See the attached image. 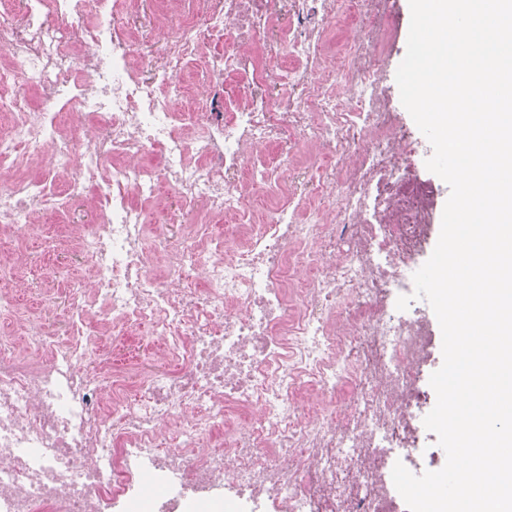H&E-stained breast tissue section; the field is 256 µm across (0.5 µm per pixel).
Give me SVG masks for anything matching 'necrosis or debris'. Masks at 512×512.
Returning <instances> with one entry per match:
<instances>
[{
  "label": "necrosis or debris",
  "instance_id": "obj_1",
  "mask_svg": "<svg viewBox=\"0 0 512 512\" xmlns=\"http://www.w3.org/2000/svg\"><path fill=\"white\" fill-rule=\"evenodd\" d=\"M171 2L144 68L143 0H0V241L55 220L0 253V512H409L443 357L391 0Z\"/></svg>",
  "mask_w": 512,
  "mask_h": 512
}]
</instances>
